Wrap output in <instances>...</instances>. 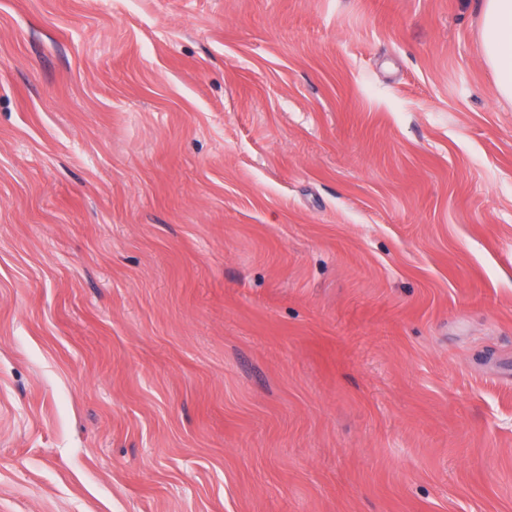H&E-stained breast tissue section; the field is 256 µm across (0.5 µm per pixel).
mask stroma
I'll use <instances>...</instances> for the list:
<instances>
[{"label": "stroma", "instance_id": "stroma-1", "mask_svg": "<svg viewBox=\"0 0 512 512\" xmlns=\"http://www.w3.org/2000/svg\"><path fill=\"white\" fill-rule=\"evenodd\" d=\"M483 4L0 0V512H512Z\"/></svg>", "mask_w": 512, "mask_h": 512}]
</instances>
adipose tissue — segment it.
Wrapping results in <instances>:
<instances>
[{"label":"adipose tissue","mask_w":512,"mask_h":512,"mask_svg":"<svg viewBox=\"0 0 512 512\" xmlns=\"http://www.w3.org/2000/svg\"><path fill=\"white\" fill-rule=\"evenodd\" d=\"M482 55L499 94L512 100V0H485L480 18Z\"/></svg>","instance_id":"adipose-tissue-1"}]
</instances>
